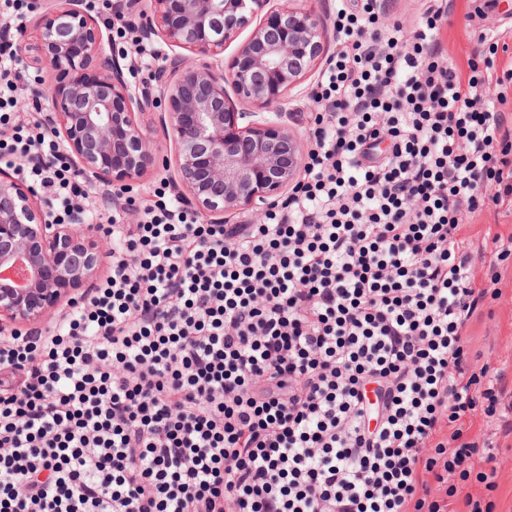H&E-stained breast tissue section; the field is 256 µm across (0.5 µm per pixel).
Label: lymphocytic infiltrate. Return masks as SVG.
<instances>
[{
	"label": "lymphocytic infiltrate",
	"instance_id": "obj_1",
	"mask_svg": "<svg viewBox=\"0 0 512 512\" xmlns=\"http://www.w3.org/2000/svg\"><path fill=\"white\" fill-rule=\"evenodd\" d=\"M32 7L0 0V164L22 160L66 221L102 206L14 66ZM447 10L426 0L409 35L378 0H340L315 147L281 209L113 211L111 276L53 333L0 336V512H448L471 477L466 512H495L496 444L463 419L512 434V387L471 365L488 292L460 232L512 199V114L481 104L488 73L443 58Z\"/></svg>",
	"mask_w": 512,
	"mask_h": 512
}]
</instances>
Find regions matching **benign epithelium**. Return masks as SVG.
<instances>
[{
    "mask_svg": "<svg viewBox=\"0 0 512 512\" xmlns=\"http://www.w3.org/2000/svg\"><path fill=\"white\" fill-rule=\"evenodd\" d=\"M270 2L152 0L147 12L141 0H119L121 20L170 49L152 81L136 87L85 0H57L43 13L36 55L24 39L19 53L55 73L45 120L60 126L63 152L86 184L127 190L156 166L137 119L152 113L174 137L173 188L207 222L222 224L226 213L259 219L275 206L301 174L285 101L324 54L328 28L311 8ZM260 12L230 58L219 59ZM93 231L78 215L56 223L29 186L0 170L1 336L42 331L71 291L93 282L112 254V241Z\"/></svg>",
    "mask_w": 512,
    "mask_h": 512,
    "instance_id": "benign-epithelium-1",
    "label": "benign epithelium"
}]
</instances>
